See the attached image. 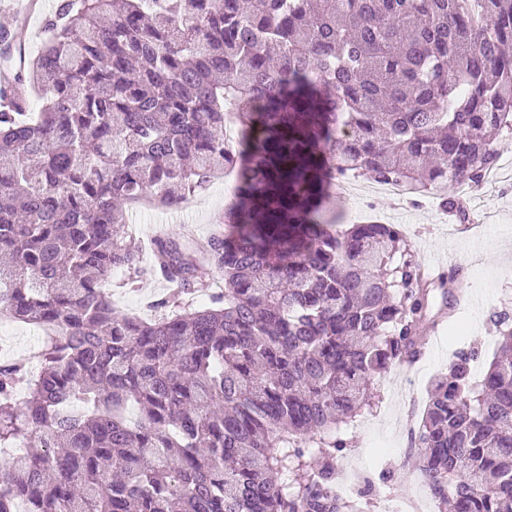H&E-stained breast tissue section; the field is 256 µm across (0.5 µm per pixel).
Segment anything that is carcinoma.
Returning a JSON list of instances; mask_svg holds the SVG:
<instances>
[{"instance_id":"obj_1","label":"carcinoma","mask_w":512,"mask_h":512,"mask_svg":"<svg viewBox=\"0 0 512 512\" xmlns=\"http://www.w3.org/2000/svg\"><path fill=\"white\" fill-rule=\"evenodd\" d=\"M112 2L66 0L0 85V317L51 333L37 372L0 361V447L38 442L0 512H350L341 426L434 306L453 315L460 270L426 281L396 224L333 229L327 184L481 186L512 131V0ZM226 168L230 232L154 238L174 289L150 320L119 311L125 206ZM212 272L224 289L185 303ZM492 319L482 381L460 353L415 432L448 512H512V313Z\"/></svg>"}]
</instances>
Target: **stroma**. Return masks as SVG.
<instances>
[{
  "instance_id": "obj_1",
  "label": "stroma",
  "mask_w": 512,
  "mask_h": 512,
  "mask_svg": "<svg viewBox=\"0 0 512 512\" xmlns=\"http://www.w3.org/2000/svg\"><path fill=\"white\" fill-rule=\"evenodd\" d=\"M20 0H0V27L10 30L9 59L0 58V68L18 66L20 60L33 59L42 49L45 26L56 13L61 0H41L27 28L16 27L14 8ZM224 182L213 180L199 192L188 213L177 214L155 207H131L129 226L142 246H149L156 235L179 237L183 228H194L198 236L209 235L224 210ZM468 210L490 213V220L470 230L466 236L448 235L445 212L435 195L375 199V211L385 223L398 225L420 262L452 257L462 270L460 286L470 301L456 314L455 330L439 328L428 332L421 358L414 363L393 366L372 386L375 405L344 428L346 448L336 456L337 469L351 475L359 499L365 500V512H382L380 492L402 488L412 491L425 503V512H438L437 502L425 484L419 483L417 456L408 450L405 423L409 417H421L428 402L432 383L447 371L454 354L476 351L471 364L473 381H480L492 359L498 332L489 320L492 310H512V185L484 183L479 197L467 201ZM142 262L139 271L119 269L113 272L110 289L125 313L143 315V301L165 296L169 285L149 271ZM45 341L41 328L22 322H0V360L38 350Z\"/></svg>"
}]
</instances>
